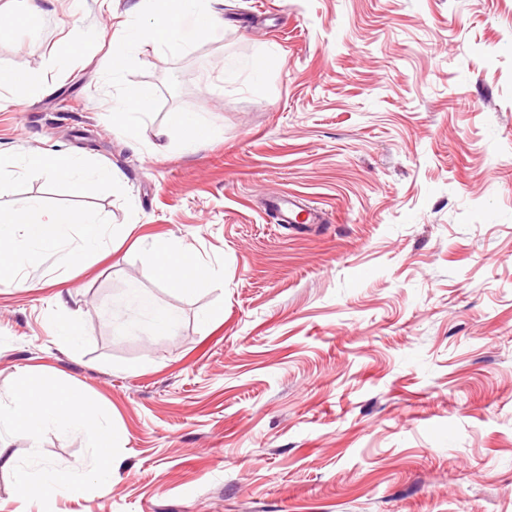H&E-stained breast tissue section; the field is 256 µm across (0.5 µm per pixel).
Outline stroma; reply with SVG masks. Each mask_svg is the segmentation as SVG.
Returning <instances> with one entry per match:
<instances>
[{
    "instance_id": "1",
    "label": "stroma",
    "mask_w": 512,
    "mask_h": 512,
    "mask_svg": "<svg viewBox=\"0 0 512 512\" xmlns=\"http://www.w3.org/2000/svg\"><path fill=\"white\" fill-rule=\"evenodd\" d=\"M133 3L38 0L43 38L0 41V71L37 81L0 107V154H78L121 180L77 196L26 170L0 190L2 210L40 195L111 235L85 255L72 228L0 268V401L57 378L121 447L109 489L46 509L0 469V512H512V0H224L219 40L132 51L128 84L153 91L132 140L102 70ZM255 57L260 78L226 75ZM184 112L211 132L155 152ZM284 194L323 222H280ZM156 240L220 284L160 280ZM132 282L179 312L172 330L114 334L104 310ZM67 319L79 349L49 334ZM0 441L91 464L76 434Z\"/></svg>"
}]
</instances>
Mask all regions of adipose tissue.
<instances>
[{
    "mask_svg": "<svg viewBox=\"0 0 512 512\" xmlns=\"http://www.w3.org/2000/svg\"><path fill=\"white\" fill-rule=\"evenodd\" d=\"M222 0H136L130 17L113 41V50L104 67L105 79L116 88L112 99V122L127 135H134L150 116L153 94L150 88L127 85L126 57L135 46L147 45L154 50L177 54L202 38L220 37L224 19L217 9ZM39 168L51 179L64 180L70 190L84 195L111 184V169L88 159L61 157L48 150L13 155L0 163V182L12 172ZM80 231L83 247L96 251L106 244L107 225L98 214L84 211H54L48 209L42 197L22 200L17 207L0 211V254L9 253L14 266H22L29 256L56 248L65 229ZM145 260L164 280L195 288L219 282L218 272L208 265L191 264L186 254L164 243L152 244ZM113 307L136 310L135 319L117 322L115 333L123 335L142 327L152 333L173 328L179 314L160 305L137 285L128 288L112 300Z\"/></svg>",
    "mask_w": 512,
    "mask_h": 512,
    "instance_id": "1",
    "label": "adipose tissue"
}]
</instances>
